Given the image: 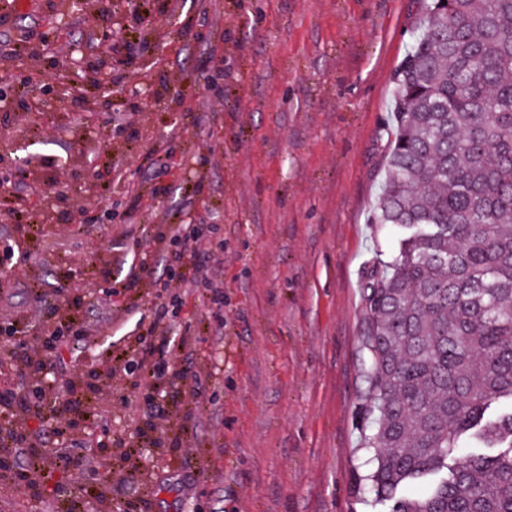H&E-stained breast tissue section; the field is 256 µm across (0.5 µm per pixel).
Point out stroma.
Masks as SVG:
<instances>
[{
    "mask_svg": "<svg viewBox=\"0 0 512 512\" xmlns=\"http://www.w3.org/2000/svg\"><path fill=\"white\" fill-rule=\"evenodd\" d=\"M72 0L6 5L0 77L30 70L53 84L58 59L94 54ZM119 34L159 44L155 58L111 68L113 112L138 106L134 124L113 121L110 138L75 126L95 94L81 89L48 102L56 128L39 115L0 122V171L50 159L66 201L34 202V242L12 230L0 206V245L26 259L52 290L75 274L77 314L97 336L68 351L71 373L101 371L91 400L99 416L64 436L31 425L41 445L35 479L42 499L0 476V512H385L357 501L351 475L361 444L366 390L361 285L397 234L373 224L387 153L393 75L423 0H165L152 24L123 20ZM88 206V233L66 232V210ZM184 224H215L224 241V300L158 295L170 275L168 240ZM153 273L139 295L123 282L141 250ZM164 309L170 345L164 375L212 376V404L184 423L173 411L164 440L182 450L125 456L141 415L137 373L110 371L103 354ZM135 471L132 482L119 475Z\"/></svg>",
    "mask_w": 512,
    "mask_h": 512,
    "instance_id": "35a3bbf8",
    "label": "stroma"
}]
</instances>
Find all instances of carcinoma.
Wrapping results in <instances>:
<instances>
[{
  "mask_svg": "<svg viewBox=\"0 0 512 512\" xmlns=\"http://www.w3.org/2000/svg\"><path fill=\"white\" fill-rule=\"evenodd\" d=\"M362 285L353 490L387 512H512V0H430L392 88Z\"/></svg>",
  "mask_w": 512,
  "mask_h": 512,
  "instance_id": "obj_1",
  "label": "carcinoma"
}]
</instances>
